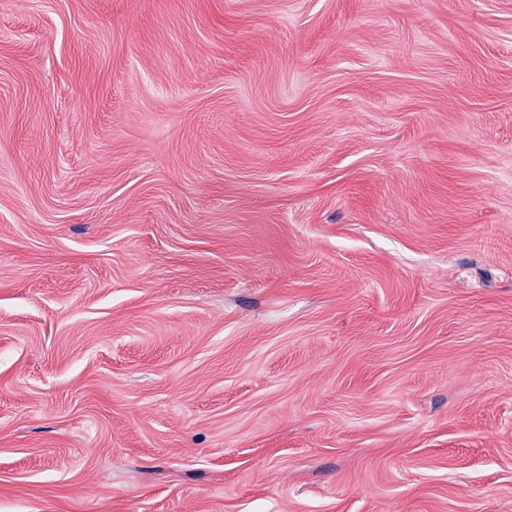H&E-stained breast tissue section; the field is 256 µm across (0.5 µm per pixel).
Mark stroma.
Wrapping results in <instances>:
<instances>
[{"mask_svg":"<svg viewBox=\"0 0 512 512\" xmlns=\"http://www.w3.org/2000/svg\"><path fill=\"white\" fill-rule=\"evenodd\" d=\"M0 512H512V0H0Z\"/></svg>","mask_w":512,"mask_h":512,"instance_id":"35a3bbf8","label":"stroma"}]
</instances>
